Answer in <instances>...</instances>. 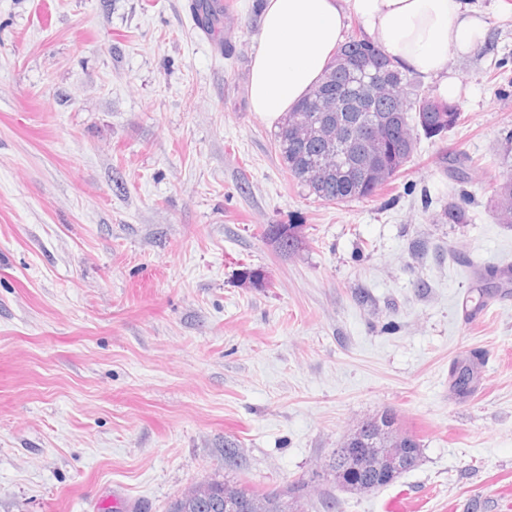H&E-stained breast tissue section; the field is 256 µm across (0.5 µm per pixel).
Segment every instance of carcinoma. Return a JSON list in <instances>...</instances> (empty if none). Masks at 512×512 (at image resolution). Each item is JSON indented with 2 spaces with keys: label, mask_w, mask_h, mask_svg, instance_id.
<instances>
[{
  "label": "carcinoma",
  "mask_w": 512,
  "mask_h": 512,
  "mask_svg": "<svg viewBox=\"0 0 512 512\" xmlns=\"http://www.w3.org/2000/svg\"><path fill=\"white\" fill-rule=\"evenodd\" d=\"M195 4L205 7V17L199 25L206 34L214 36L220 33L224 24V8L220 0H195ZM343 55L359 62H369L378 69H386L394 93L401 97L400 108H395L375 89L367 86L363 87L364 100L372 101V108H364L363 100L351 98L346 93L350 76L330 69L319 82L326 89L328 97L317 98L313 93H308L297 108L281 119L275 133L276 150L290 176L317 199L332 204L370 199L387 185V182L371 175V172L362 171L358 167L359 157L367 149L364 128L373 118L384 114L392 116L394 131L384 142L383 150L394 159L395 173L404 169L416 149L415 129L420 127L417 106L428 97V94L412 84L403 68L395 65L365 38L350 35L336 53L338 57ZM317 116L343 126L346 154L341 160H336V146L333 144L324 141H312L305 146L298 144L296 125ZM321 164L325 165L321 180H310L309 172ZM495 210L500 219L512 222V174L499 187ZM263 237L285 253H293L305 244L300 224H269L263 230ZM452 377L455 394L460 398L470 397L475 388L471 364L465 361L457 363V370L452 372ZM332 468L336 479L344 487L358 478L376 488L384 486L381 475L356 471L339 450L334 455ZM225 486L227 483L224 481H213L207 485V497L202 500L180 497L172 503L169 512H224Z\"/></svg>",
  "instance_id": "1"
}]
</instances>
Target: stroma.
Returning a JSON list of instances; mask_svg holds the SVG:
<instances>
[{
    "instance_id": "1",
    "label": "stroma",
    "mask_w": 512,
    "mask_h": 512,
    "mask_svg": "<svg viewBox=\"0 0 512 512\" xmlns=\"http://www.w3.org/2000/svg\"><path fill=\"white\" fill-rule=\"evenodd\" d=\"M234 2L219 47L186 0H0V512H168L224 479L300 512L409 491L425 512H512V280L484 281L512 263L494 208L512 18L468 0L488 32L450 62L461 123L337 205L297 185L253 112L263 0ZM269 224L307 246L279 252ZM476 352L491 365L457 399ZM386 410L419 465L342 489L334 450ZM302 225L269 224L263 230V237L280 252L293 253L305 244ZM457 370L452 372L453 390L459 398H468L472 395L474 385V370L466 361L457 362Z\"/></svg>"
}]
</instances>
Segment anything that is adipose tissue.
<instances>
[{
    "instance_id": "ef3b65f1",
    "label": "adipose tissue",
    "mask_w": 512,
    "mask_h": 512,
    "mask_svg": "<svg viewBox=\"0 0 512 512\" xmlns=\"http://www.w3.org/2000/svg\"><path fill=\"white\" fill-rule=\"evenodd\" d=\"M352 16L404 69L438 79L447 98L460 84L452 57L471 54L487 32L467 0H267L248 81L253 111L279 123L322 78Z\"/></svg>"
}]
</instances>
